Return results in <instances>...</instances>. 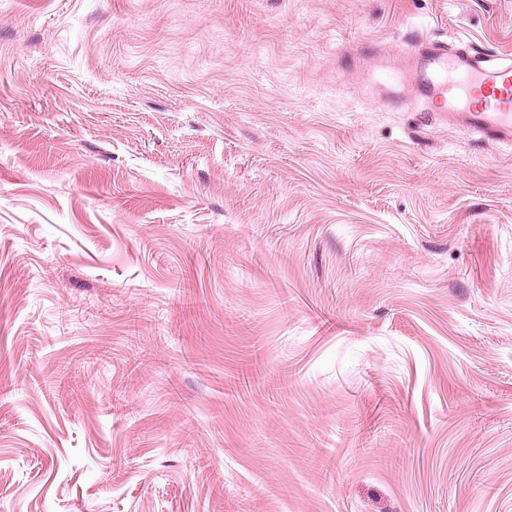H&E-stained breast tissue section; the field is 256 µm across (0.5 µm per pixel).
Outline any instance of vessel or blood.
<instances>
[{"label":"vessel or blood","instance_id":"obj_1","mask_svg":"<svg viewBox=\"0 0 512 512\" xmlns=\"http://www.w3.org/2000/svg\"><path fill=\"white\" fill-rule=\"evenodd\" d=\"M418 88L426 100L464 131L488 143L512 146V59L492 61L466 49L448 52L441 43L417 46Z\"/></svg>","mask_w":512,"mask_h":512}]
</instances>
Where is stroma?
<instances>
[{
    "mask_svg": "<svg viewBox=\"0 0 512 512\" xmlns=\"http://www.w3.org/2000/svg\"><path fill=\"white\" fill-rule=\"evenodd\" d=\"M421 36L512 0H0V512H512V148Z\"/></svg>",
    "mask_w": 512,
    "mask_h": 512,
    "instance_id": "35a3bbf8",
    "label": "stroma"
}]
</instances>
